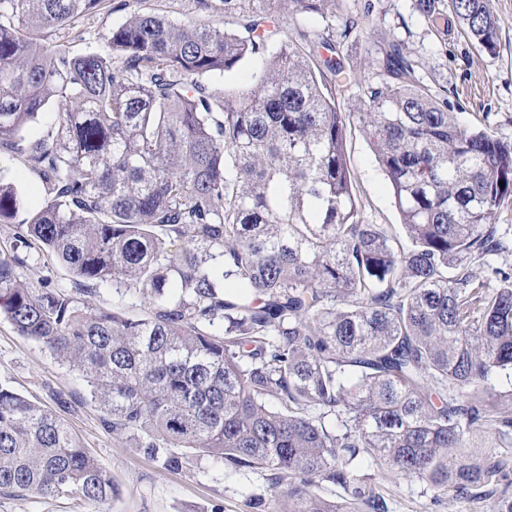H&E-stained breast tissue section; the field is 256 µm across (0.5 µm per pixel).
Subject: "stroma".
<instances>
[{
    "label": "stroma",
    "instance_id": "1",
    "mask_svg": "<svg viewBox=\"0 0 512 512\" xmlns=\"http://www.w3.org/2000/svg\"><path fill=\"white\" fill-rule=\"evenodd\" d=\"M381 5L382 13L359 17L343 52L345 65L356 69L361 78H372L368 41L404 40L420 62L425 82L447 99L461 123L484 127L512 142V0H492L500 25L493 54L479 49L458 27L437 34L416 10L415 0H381ZM141 7L140 0H105L99 13L80 19L77 33L60 30L55 39L77 54L98 50L112 26ZM347 154L366 218L375 224L400 225L391 186L359 123L348 128ZM0 172L16 184L29 209L43 206L42 183L10 154L0 155ZM0 385L50 407L56 405V395H63L62 416L114 485L111 498L80 510L65 497L0 495V512H253L251 503L258 497L278 498L281 512L288 508L287 494L272 489L264 472H236L209 458L183 471H169L137 449L133 440L107 433L81 373L20 336L4 319L0 320ZM379 487L390 512H483L477 504L435 498L433 491L414 479H384Z\"/></svg>",
    "mask_w": 512,
    "mask_h": 512
}]
</instances>
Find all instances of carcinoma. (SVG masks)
Instances as JSON below:
<instances>
[{
    "label": "carcinoma",
    "mask_w": 512,
    "mask_h": 512,
    "mask_svg": "<svg viewBox=\"0 0 512 512\" xmlns=\"http://www.w3.org/2000/svg\"><path fill=\"white\" fill-rule=\"evenodd\" d=\"M104 2L0 0V147L48 196L29 212L1 175L0 224L75 285L21 281L13 245L0 318L81 372L106 431L167 470L217 458L268 472L290 512H388L368 462L512 512V468L489 452L512 447V390L492 384L512 372V273L491 263L508 251L512 143L460 123L398 39L366 49L372 79L346 70L347 0H190L180 18L128 16L100 51L49 40ZM441 2L415 7L495 51L492 0ZM255 58L253 85L219 83ZM355 118L403 239L364 219ZM90 283L138 290L145 315L88 306ZM23 493L102 502L112 480L0 385V494ZM495 224H501L502 229L507 230L509 250L501 256L496 257L493 264L498 267H503L506 271L510 272L512 268V201L506 202L496 215ZM511 224V225H510Z\"/></svg>",
    "instance_id": "1"
}]
</instances>
